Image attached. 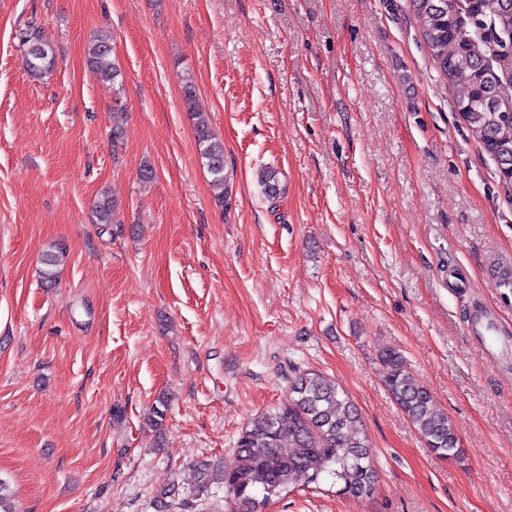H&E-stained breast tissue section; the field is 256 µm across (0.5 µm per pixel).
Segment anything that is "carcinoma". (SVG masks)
Listing matches in <instances>:
<instances>
[{"label": "carcinoma", "mask_w": 512, "mask_h": 512, "mask_svg": "<svg viewBox=\"0 0 512 512\" xmlns=\"http://www.w3.org/2000/svg\"><path fill=\"white\" fill-rule=\"evenodd\" d=\"M422 24L421 39L440 76L455 92V106L469 129L493 158L498 172L512 169V0H410ZM19 36L26 46L24 64L40 77L54 69L56 51L35 22ZM87 65L112 87L113 109L120 111L123 78L112 57L107 34L95 39ZM183 102L193 121L199 156L217 189L219 206L228 204L225 191L224 143L210 128L199 106L192 78L183 79ZM265 195L275 199L278 172L263 175ZM117 205L104 193L95 203L97 224L116 223ZM66 248L55 244L43 251L39 275L54 284ZM383 380L395 403L417 428L427 448L444 459L463 456L454 424L436 404L431 391L407 370L402 354L389 348L379 355ZM367 434L358 408L335 382L317 372L298 374L288 387V402L252 419L237 442L234 460L221 480L236 512H255L293 487L302 474L316 483L329 478L337 493L370 497L376 470L367 454Z\"/></svg>", "instance_id": "1"}]
</instances>
